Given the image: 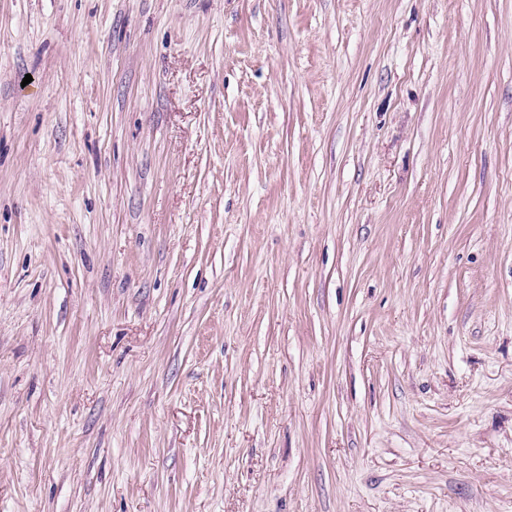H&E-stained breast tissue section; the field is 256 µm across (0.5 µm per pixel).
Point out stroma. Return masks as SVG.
Returning <instances> with one entry per match:
<instances>
[{
    "mask_svg": "<svg viewBox=\"0 0 512 512\" xmlns=\"http://www.w3.org/2000/svg\"><path fill=\"white\" fill-rule=\"evenodd\" d=\"M0 512H512V0H0Z\"/></svg>",
    "mask_w": 512,
    "mask_h": 512,
    "instance_id": "obj_1",
    "label": "stroma"
}]
</instances>
